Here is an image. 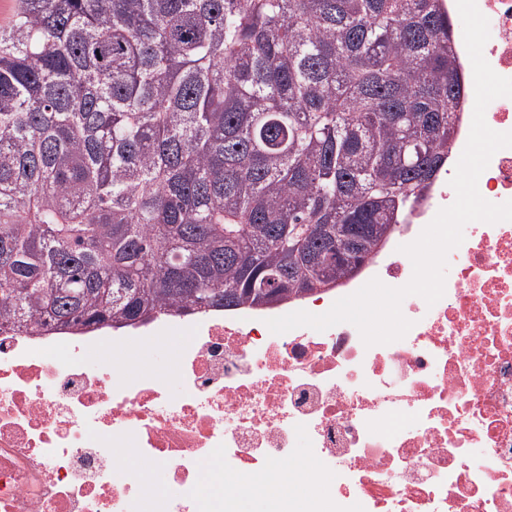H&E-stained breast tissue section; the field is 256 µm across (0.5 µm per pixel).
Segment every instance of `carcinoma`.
Instances as JSON below:
<instances>
[{"label":"carcinoma","mask_w":512,"mask_h":512,"mask_svg":"<svg viewBox=\"0 0 512 512\" xmlns=\"http://www.w3.org/2000/svg\"><path fill=\"white\" fill-rule=\"evenodd\" d=\"M442 0H15L0 325L265 308L352 275L448 163Z\"/></svg>","instance_id":"carcinoma-1"}]
</instances>
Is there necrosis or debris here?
Instances as JSON below:
<instances>
[{
  "label": "necrosis or debris",
  "instance_id": "obj_1",
  "mask_svg": "<svg viewBox=\"0 0 512 512\" xmlns=\"http://www.w3.org/2000/svg\"><path fill=\"white\" fill-rule=\"evenodd\" d=\"M477 6L489 22L484 57L512 78V0ZM454 37L465 93L448 164L336 287L194 315L165 371L131 380L111 352L163 343L173 313L80 331L0 327V512H240L239 492L256 475L266 479L261 512H512V221L464 227L444 296L403 300L412 327L401 340L368 347L349 323L283 334L266 325L325 313L374 278L411 279L399 247L454 202L450 180L471 128L473 71L462 29ZM478 190L512 200V148L493 155ZM125 448L167 479L152 482ZM290 473L299 491L288 496ZM207 484L215 490L204 502Z\"/></svg>",
  "mask_w": 512,
  "mask_h": 512
}]
</instances>
